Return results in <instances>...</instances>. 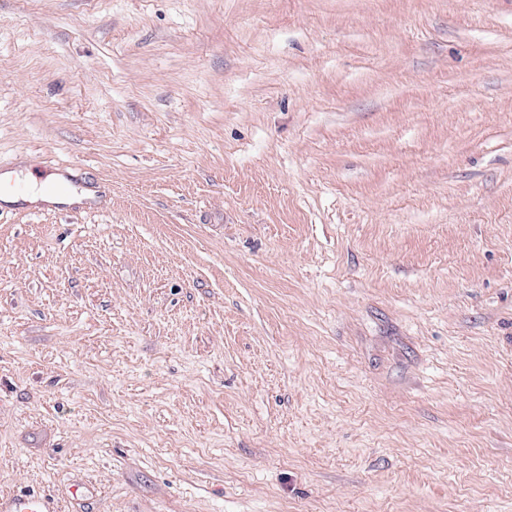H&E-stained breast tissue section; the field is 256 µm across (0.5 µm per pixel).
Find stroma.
Returning a JSON list of instances; mask_svg holds the SVG:
<instances>
[{"label": "stroma", "mask_w": 512, "mask_h": 512, "mask_svg": "<svg viewBox=\"0 0 512 512\" xmlns=\"http://www.w3.org/2000/svg\"><path fill=\"white\" fill-rule=\"evenodd\" d=\"M0 494L512 512V0H0Z\"/></svg>", "instance_id": "1"}]
</instances>
